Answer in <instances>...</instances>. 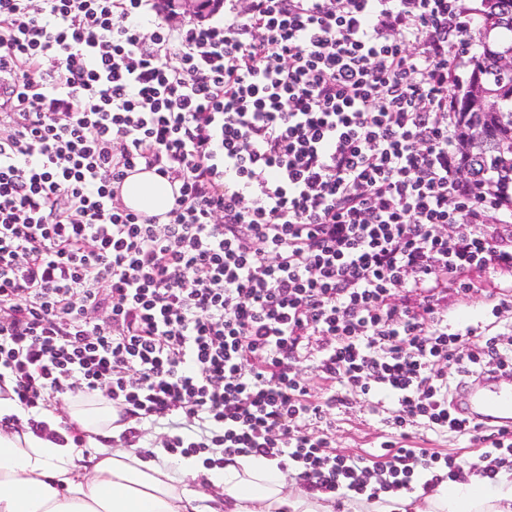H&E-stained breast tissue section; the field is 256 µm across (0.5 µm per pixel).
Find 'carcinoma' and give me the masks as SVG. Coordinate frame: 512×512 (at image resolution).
<instances>
[{
  "label": "carcinoma",
  "mask_w": 512,
  "mask_h": 512,
  "mask_svg": "<svg viewBox=\"0 0 512 512\" xmlns=\"http://www.w3.org/2000/svg\"><path fill=\"white\" fill-rule=\"evenodd\" d=\"M479 36L465 84L454 79L463 165L478 184L512 201V0H482Z\"/></svg>",
  "instance_id": "carcinoma-1"
}]
</instances>
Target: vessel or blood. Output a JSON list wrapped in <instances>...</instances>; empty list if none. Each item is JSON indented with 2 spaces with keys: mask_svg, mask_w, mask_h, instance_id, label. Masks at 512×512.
I'll return each mask as SVG.
<instances>
[{
  "mask_svg": "<svg viewBox=\"0 0 512 512\" xmlns=\"http://www.w3.org/2000/svg\"><path fill=\"white\" fill-rule=\"evenodd\" d=\"M452 406L458 417L490 427L512 425V375H489L459 386Z\"/></svg>",
  "mask_w": 512,
  "mask_h": 512,
  "instance_id": "obj_1",
  "label": "vessel or blood"
}]
</instances>
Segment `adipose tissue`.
I'll return each instance as SVG.
<instances>
[{"mask_svg": "<svg viewBox=\"0 0 512 512\" xmlns=\"http://www.w3.org/2000/svg\"><path fill=\"white\" fill-rule=\"evenodd\" d=\"M121 197L149 216L173 203L170 182L151 170L129 175ZM116 418L108 402L77 396L63 413L42 412L47 433L0 427V512H335L324 495L289 483L277 460L235 455L212 469L196 456L170 460L120 443ZM69 424L81 442L66 435ZM347 512H512V476L419 487L397 503L359 497Z\"/></svg>", "mask_w": 512, "mask_h": 512, "instance_id": "adipose-tissue-1", "label": "adipose tissue"}]
</instances>
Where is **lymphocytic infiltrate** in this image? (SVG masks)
<instances>
[{
	"instance_id": "lymphocytic-infiltrate-1",
	"label": "lymphocytic infiltrate",
	"mask_w": 512,
	"mask_h": 512,
	"mask_svg": "<svg viewBox=\"0 0 512 512\" xmlns=\"http://www.w3.org/2000/svg\"><path fill=\"white\" fill-rule=\"evenodd\" d=\"M459 0H224L171 24L157 0H0V383L30 410L109 403L139 444L207 467L254 454L324 494L431 489L463 472L412 429L471 435L452 391L512 373V206L457 149ZM140 166L166 221L128 210ZM498 278L491 322L444 302ZM311 363L341 394H312ZM378 392L398 433L337 453V406ZM172 189L167 178L154 171L144 170L131 174L124 180L121 197L127 207H132L145 215H159L171 209Z\"/></svg>"
}]
</instances>
